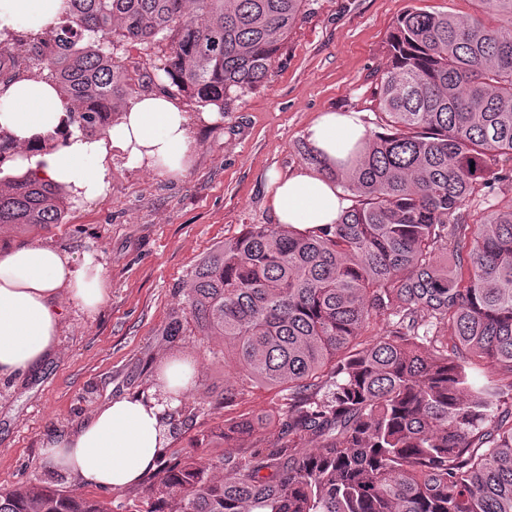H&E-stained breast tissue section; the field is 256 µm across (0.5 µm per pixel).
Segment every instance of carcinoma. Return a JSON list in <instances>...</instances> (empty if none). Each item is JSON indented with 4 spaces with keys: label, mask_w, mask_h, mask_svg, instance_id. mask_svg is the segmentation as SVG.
<instances>
[{
    "label": "carcinoma",
    "mask_w": 512,
    "mask_h": 512,
    "mask_svg": "<svg viewBox=\"0 0 512 512\" xmlns=\"http://www.w3.org/2000/svg\"><path fill=\"white\" fill-rule=\"evenodd\" d=\"M307 0H66L47 38L0 49V78L48 71L79 130L100 135L145 87L119 43L161 37L164 73L203 106L224 109L260 83ZM93 43L81 47L85 38ZM378 95L382 131L326 166L351 194L338 222L301 231L249 224L188 281L191 320L224 337L242 380L288 401L272 420L244 416L201 442L150 488L146 512H512V209L470 224L461 209L512 182V24L408 11L389 38ZM60 188L0 183V224L62 223ZM384 336L367 334L377 320ZM483 361L494 383L469 384ZM319 440L304 451L308 438ZM0 512H111L40 483L0 491Z\"/></svg>",
    "instance_id": "carcinoma-1"
}]
</instances>
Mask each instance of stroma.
Wrapping results in <instances>:
<instances>
[{"mask_svg":"<svg viewBox=\"0 0 512 512\" xmlns=\"http://www.w3.org/2000/svg\"><path fill=\"white\" fill-rule=\"evenodd\" d=\"M459 18L480 17L492 26L505 17L485 12L480 0H309L266 78L227 100L219 121L193 127L188 170L159 175L114 159L105 200L67 202L63 223L44 229L0 226V246L41 242L69 254H94L103 267L108 299L88 314L61 297L59 344L38 369L0 377V490L44 482L69 492L42 449L48 439L73 431L97 407L122 397H157L166 361L187 358L194 370L189 393L166 406L169 442L137 486L117 491L83 488L84 496L112 502L114 512L143 510L159 469L191 453L207 462L201 435L245 414L279 415L278 390L249 385L225 403L224 340L202 336L188 321L186 282L209 252L249 224L274 221L269 176L302 168L299 148L324 112H363L379 130L376 89L389 62L388 40L409 9ZM120 57L150 59V91L164 92L191 114L200 106L162 80L160 46L126 43ZM184 332L168 336L173 317Z\"/></svg>","mask_w":512,"mask_h":512,"instance_id":"stroma-1","label":"stroma"}]
</instances>
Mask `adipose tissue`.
Wrapping results in <instances>:
<instances>
[{"instance_id":"1","label":"adipose tissue","mask_w":512,"mask_h":512,"mask_svg":"<svg viewBox=\"0 0 512 512\" xmlns=\"http://www.w3.org/2000/svg\"><path fill=\"white\" fill-rule=\"evenodd\" d=\"M65 11L66 0H0V38L19 31L39 38L61 25ZM192 126L189 113L153 92L125 106L104 134L87 136L49 79L23 73L0 84V141L11 149L5 175L51 183L80 203L107 197L117 157L134 169L186 172ZM306 137L322 161L339 165L364 144L365 115L322 113ZM270 203L277 223L301 230L336 223L350 205L332 179L309 168L275 177ZM63 294L88 314L107 301L103 268L93 254L78 258L37 242L0 249V376L26 372L55 351ZM166 443L161 405L123 398L46 441L44 457L77 485L121 490L155 469Z\"/></svg>"}]
</instances>
